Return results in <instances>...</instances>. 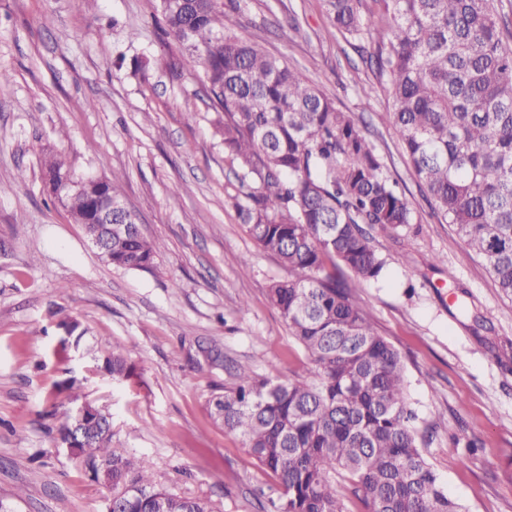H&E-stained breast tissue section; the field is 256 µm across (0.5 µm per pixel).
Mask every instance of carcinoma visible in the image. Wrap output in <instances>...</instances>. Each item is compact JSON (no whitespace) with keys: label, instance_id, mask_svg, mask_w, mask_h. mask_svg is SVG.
<instances>
[{"label":"carcinoma","instance_id":"1","mask_svg":"<svg viewBox=\"0 0 512 512\" xmlns=\"http://www.w3.org/2000/svg\"><path fill=\"white\" fill-rule=\"evenodd\" d=\"M162 23L185 50L183 67L203 68L219 133L236 164L238 215L252 238L288 267L271 304L308 355L306 375L272 380L249 370L208 401L215 421L239 436L273 472V512H348L336 477L349 482L365 512H466L448 498L411 425L398 350L369 310L327 265L358 281L379 280L386 261L372 230L415 223L399 182L385 170L353 113L285 60L224 27V0H158ZM336 31L367 52L392 101L389 117L434 210L482 258L512 298V15L504 0H322ZM71 175L44 160L45 183L76 224L95 231L94 205L122 204V174ZM112 235L107 263L147 269L155 243L132 227ZM60 349L83 338L61 322ZM103 368L116 379L132 369L112 352ZM58 435L89 478L112 489V512H213L202 498L173 492L149 462L112 446V422L91 402L80 418L64 411Z\"/></svg>","mask_w":512,"mask_h":512}]
</instances>
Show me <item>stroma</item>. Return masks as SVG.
<instances>
[{
    "mask_svg": "<svg viewBox=\"0 0 512 512\" xmlns=\"http://www.w3.org/2000/svg\"><path fill=\"white\" fill-rule=\"evenodd\" d=\"M224 23L353 113L399 181L417 223L374 230L379 282L344 278L401 354L421 450L449 497L512 512V299L433 214L387 92L361 94L373 75L322 0H240ZM181 60L155 0H0V500L14 512H106L110 489L57 445L76 397L109 410L115 447L215 512H263L278 490L208 400L239 369L285 380L311 364L267 298L289 271L241 224L220 114ZM52 154L78 178L125 174V201L159 246L150 268L100 257L45 188ZM67 317L84 337L62 353ZM211 345L222 365L202 363ZM115 351L134 368L121 381L103 368Z\"/></svg>",
    "mask_w": 512,
    "mask_h": 512,
    "instance_id": "1",
    "label": "stroma"
}]
</instances>
